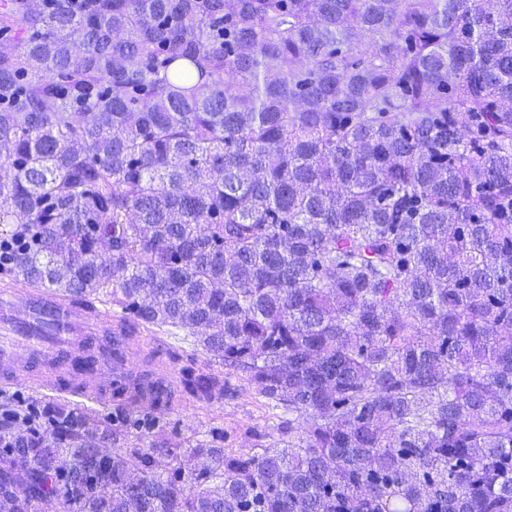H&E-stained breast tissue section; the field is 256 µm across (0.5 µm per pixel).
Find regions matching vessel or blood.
Instances as JSON below:
<instances>
[{
	"instance_id": "obj_1",
	"label": "vessel or blood",
	"mask_w": 512,
	"mask_h": 512,
	"mask_svg": "<svg viewBox=\"0 0 512 512\" xmlns=\"http://www.w3.org/2000/svg\"><path fill=\"white\" fill-rule=\"evenodd\" d=\"M129 322L114 315L107 301L63 302L47 292L29 290L24 301L13 291L0 292V386L12 384L16 374L32 364L56 359L53 374H35L34 384L60 395H81L99 401L108 394L90 377L96 366L83 359L62 364L63 355L81 347L89 339L102 336L107 349L114 351V363H121L130 334Z\"/></svg>"
}]
</instances>
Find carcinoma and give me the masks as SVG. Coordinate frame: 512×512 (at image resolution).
I'll list each match as a JSON object with an SVG mask.
<instances>
[{"instance_id": "1", "label": "carcinoma", "mask_w": 512, "mask_h": 512, "mask_svg": "<svg viewBox=\"0 0 512 512\" xmlns=\"http://www.w3.org/2000/svg\"><path fill=\"white\" fill-rule=\"evenodd\" d=\"M0 163L14 278L307 424L187 473L152 417L14 412L0 512H512V0H5Z\"/></svg>"}]
</instances>
